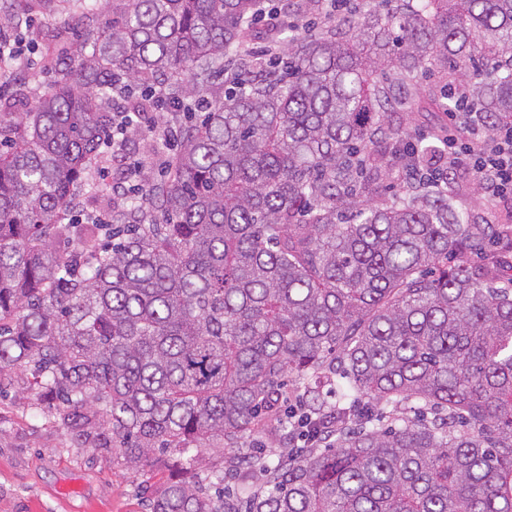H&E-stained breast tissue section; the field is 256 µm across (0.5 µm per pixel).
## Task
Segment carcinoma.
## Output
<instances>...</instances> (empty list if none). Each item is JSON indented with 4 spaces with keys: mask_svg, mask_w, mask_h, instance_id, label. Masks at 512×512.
<instances>
[{
    "mask_svg": "<svg viewBox=\"0 0 512 512\" xmlns=\"http://www.w3.org/2000/svg\"><path fill=\"white\" fill-rule=\"evenodd\" d=\"M258 0H112L84 11L77 47L0 150V377L29 371L79 438L138 471L172 472L150 512H512V281L491 234L428 170L439 136L400 143L391 112L512 119V0H380L288 27V78L226 61ZM468 104L410 82L463 62ZM235 92L177 135L142 202L88 214L77 186L102 162L112 91ZM481 256L474 266L469 255ZM305 385L295 408L285 374ZM346 391L331 403L324 393ZM366 399L417 404L386 425ZM327 450L246 453L269 418ZM224 445L222 466L206 454ZM239 493L224 496V472Z\"/></svg>",
    "mask_w": 512,
    "mask_h": 512,
    "instance_id": "cac0c4a2",
    "label": "carcinoma"
}]
</instances>
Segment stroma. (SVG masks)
Returning <instances> with one entry per match:
<instances>
[{
	"instance_id": "1",
	"label": "stroma",
	"mask_w": 512,
	"mask_h": 512,
	"mask_svg": "<svg viewBox=\"0 0 512 512\" xmlns=\"http://www.w3.org/2000/svg\"><path fill=\"white\" fill-rule=\"evenodd\" d=\"M277 19L262 21L254 34L230 50L270 48L267 31L300 21L297 0H278ZM80 0H55L51 10L16 15L13 31L27 39V69L0 93V110L20 121L35 100L50 91L56 62L71 47ZM28 371L0 378V512H150L151 489L167 471L160 466L127 469L111 453L78 444L28 389Z\"/></svg>"
}]
</instances>
